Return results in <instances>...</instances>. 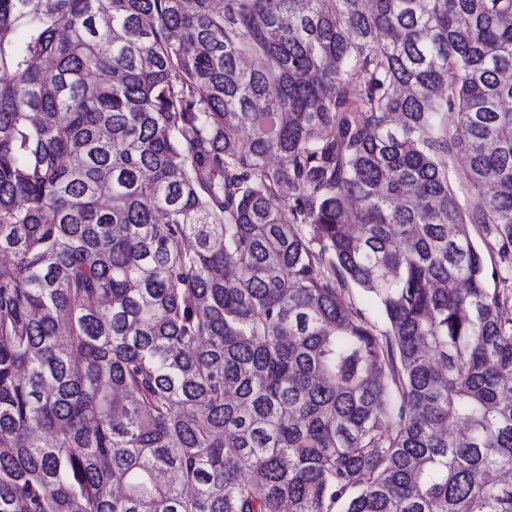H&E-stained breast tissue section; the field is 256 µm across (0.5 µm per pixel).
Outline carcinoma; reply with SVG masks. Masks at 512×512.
Here are the masks:
<instances>
[{"label": "carcinoma", "instance_id": "1", "mask_svg": "<svg viewBox=\"0 0 512 512\" xmlns=\"http://www.w3.org/2000/svg\"><path fill=\"white\" fill-rule=\"evenodd\" d=\"M509 102L512 0H0V512H512ZM469 231L482 254L486 267L491 269L492 265L499 264L502 270L500 277H496L495 280L491 278L487 280L486 287L489 288L490 292H496L500 296L512 299V269L509 268L508 271L504 270L500 263L497 250L486 247L485 232L481 225L473 224L470 226Z\"/></svg>", "mask_w": 512, "mask_h": 512}]
</instances>
